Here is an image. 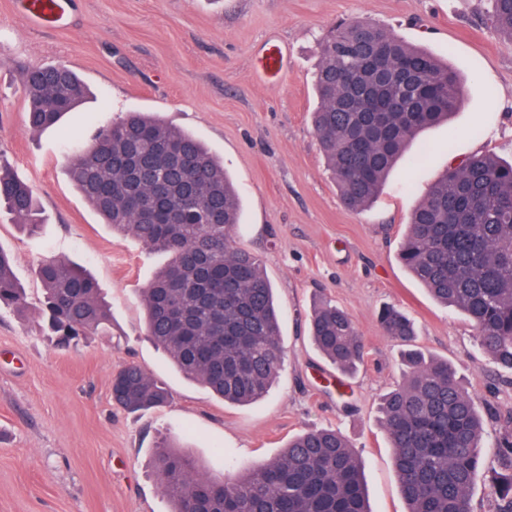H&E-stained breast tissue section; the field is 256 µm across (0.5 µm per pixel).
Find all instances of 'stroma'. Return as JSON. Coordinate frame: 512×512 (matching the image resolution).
<instances>
[{
	"mask_svg": "<svg viewBox=\"0 0 512 512\" xmlns=\"http://www.w3.org/2000/svg\"><path fill=\"white\" fill-rule=\"evenodd\" d=\"M490 0H71L62 24L29 28L17 0H0V165L37 192L45 220L26 235L0 210V246L16 259L30 299L44 258L76 262L112 309L109 335L58 346L30 308L0 312V512H171L156 446L168 440L198 473H242L277 457L297 433L342 432L363 462L373 512H406L392 450L378 422L383 393L401 382L400 348L377 313L394 305L414 322L417 345L448 360L476 402L512 416V375L477 348L475 330L435 302L402 267L412 211L446 166L477 153L512 159V42L488 21ZM340 21L377 23L426 47L464 80L447 124L427 129L420 174L406 153L374 202L346 208L315 135L318 44ZM288 53L261 77L266 45ZM65 64L90 95L61 124L25 122L22 65ZM150 112L193 133L221 162L243 203L233 246L262 261L281 310L287 356L268 395L233 406L184 376L145 334L141 290L162 263L108 225L70 183L73 148L99 123ZM328 300L353 320L364 361L338 374L306 332ZM134 363L169 401L130 412L112 399V373Z\"/></svg>",
	"mask_w": 512,
	"mask_h": 512,
	"instance_id": "35a3bbf8",
	"label": "stroma"
}]
</instances>
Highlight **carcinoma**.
Listing matches in <instances>:
<instances>
[{
    "label": "carcinoma",
    "instance_id": "1",
    "mask_svg": "<svg viewBox=\"0 0 512 512\" xmlns=\"http://www.w3.org/2000/svg\"><path fill=\"white\" fill-rule=\"evenodd\" d=\"M490 24L512 42V0H491ZM382 54L388 79L369 95L354 89L365 50ZM20 80L33 132L59 123L85 94L66 65L25 66ZM315 134L327 168L351 210L370 205L401 155L420 133L448 121L462 97L460 75L425 49L367 22L333 26L320 44L315 73ZM150 144L168 148L148 154ZM167 169L162 206L148 216L139 201L155 184L142 177ZM67 176L111 225L168 262L142 289L148 336L174 365L227 403L264 398L285 361L274 289L257 256L232 246L241 200L223 165L192 134L146 112L97 125L70 157ZM0 207L32 234L43 224L32 186L0 166ZM402 266L438 302L460 311L488 359L512 373V163L474 154L449 165L411 214L401 243ZM13 254L0 247V306L20 307L26 288ZM40 316L60 343L107 335L111 312L95 279L67 260L49 258L36 271ZM403 346V380L379 404L380 423L407 512H474L472 490L485 475L495 512H512V435L495 443L492 465L482 448L484 414L444 359L415 344L413 322L395 307L378 316ZM309 333L336 370L356 372L362 339L335 305L317 306ZM122 408L147 410L168 393L136 364L113 373ZM157 466L173 512H372L352 445L335 429L297 435L282 454L239 477L200 476L194 462L161 442Z\"/></svg>",
    "mask_w": 512,
    "mask_h": 512
}]
</instances>
